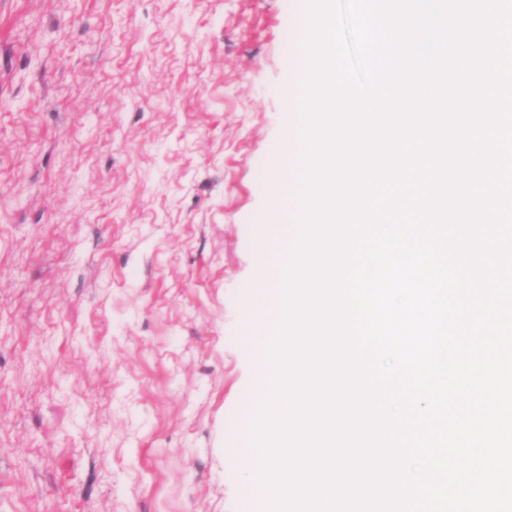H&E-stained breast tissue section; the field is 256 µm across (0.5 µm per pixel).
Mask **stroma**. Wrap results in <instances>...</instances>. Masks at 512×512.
<instances>
[{
  "label": "stroma",
  "mask_w": 512,
  "mask_h": 512,
  "mask_svg": "<svg viewBox=\"0 0 512 512\" xmlns=\"http://www.w3.org/2000/svg\"><path fill=\"white\" fill-rule=\"evenodd\" d=\"M305 0H0V512H263L235 465Z\"/></svg>",
  "instance_id": "stroma-1"
}]
</instances>
